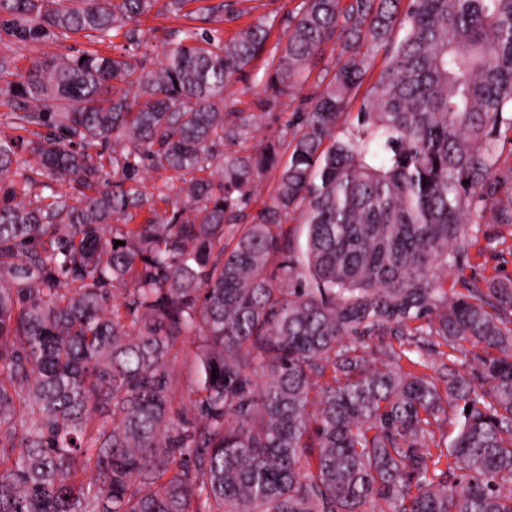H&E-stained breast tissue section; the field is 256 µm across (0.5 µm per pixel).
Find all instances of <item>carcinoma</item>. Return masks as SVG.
<instances>
[{"mask_svg": "<svg viewBox=\"0 0 512 512\" xmlns=\"http://www.w3.org/2000/svg\"><path fill=\"white\" fill-rule=\"evenodd\" d=\"M190 2L0 0V512H512V0ZM299 0H253L246 2L240 7H254L248 14H245L234 23H224V37L233 34L235 30L250 23L256 22L258 18L266 16L269 19L276 17L278 21L288 10L293 9ZM250 86L252 87V90H250L247 93L242 92H236L233 95H229L232 90H230L226 96V99L224 100V105L228 108L232 109H239L243 112H252L254 111L253 107V101L256 99V96H254L255 93L261 92L263 86L262 84L255 82L253 78L250 79ZM297 105V101L291 104L290 107L282 108V110H277L274 112H269L263 117L261 128L259 131L254 133L255 138L251 139L248 144L252 146L256 144L261 139L265 138L271 132H277L282 129L289 120L292 118V112ZM482 230L486 231L487 237L498 238L504 235L505 244L494 243L490 249L485 250L482 255L477 254V249H471V264L476 272L484 277H512V226L500 227L497 224H483ZM496 246V248H494ZM511 246V247H510Z\"/></svg>", "mask_w": 512, "mask_h": 512, "instance_id": "obj_1", "label": "carcinoma"}]
</instances>
